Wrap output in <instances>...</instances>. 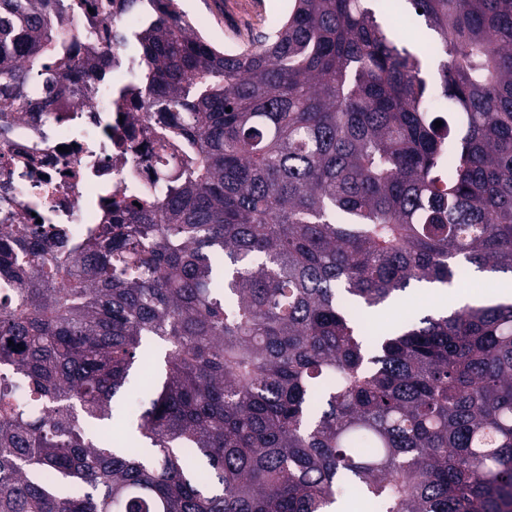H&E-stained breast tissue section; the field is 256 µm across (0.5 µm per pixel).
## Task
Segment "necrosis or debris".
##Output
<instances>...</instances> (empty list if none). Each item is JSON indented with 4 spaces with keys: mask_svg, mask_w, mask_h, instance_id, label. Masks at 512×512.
I'll return each instance as SVG.
<instances>
[{
    "mask_svg": "<svg viewBox=\"0 0 512 512\" xmlns=\"http://www.w3.org/2000/svg\"><path fill=\"white\" fill-rule=\"evenodd\" d=\"M121 78L116 69L111 80H93L94 96L84 111L28 119L0 136V195L8 198L0 214L10 223L38 218L75 242L107 223L99 200L108 191L164 195L146 153L156 136L150 108L141 107L135 123L120 121L111 109L110 85Z\"/></svg>",
    "mask_w": 512,
    "mask_h": 512,
    "instance_id": "4bbe7bcc",
    "label": "necrosis or debris"
}]
</instances>
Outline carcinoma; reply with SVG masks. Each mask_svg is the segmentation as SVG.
Returning a JSON list of instances; mask_svg holds the SVG:
<instances>
[{
  "instance_id": "1",
  "label": "carcinoma",
  "mask_w": 512,
  "mask_h": 512,
  "mask_svg": "<svg viewBox=\"0 0 512 512\" xmlns=\"http://www.w3.org/2000/svg\"><path fill=\"white\" fill-rule=\"evenodd\" d=\"M373 2L226 52L180 0H0L1 135L128 61L114 110L178 158L81 245L0 223V512H512V303L360 316L512 274V0H406L428 50ZM421 307L423 305L420 301L408 296L405 301L378 311L372 317V322L379 329H392L400 325L404 319Z\"/></svg>"
}]
</instances>
